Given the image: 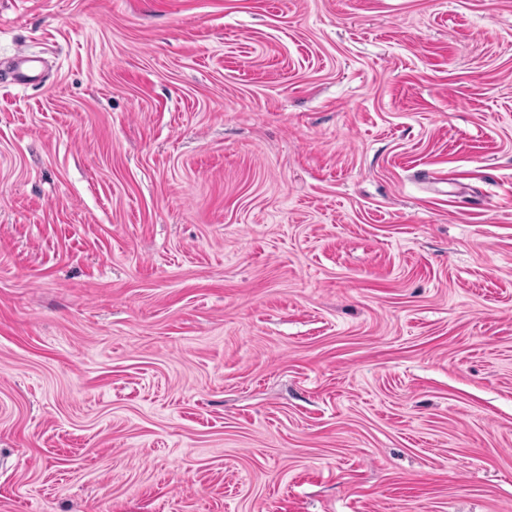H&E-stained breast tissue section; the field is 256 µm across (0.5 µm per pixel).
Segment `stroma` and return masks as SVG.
Returning <instances> with one entry per match:
<instances>
[{
    "mask_svg": "<svg viewBox=\"0 0 512 512\" xmlns=\"http://www.w3.org/2000/svg\"><path fill=\"white\" fill-rule=\"evenodd\" d=\"M0 512H512V0H0Z\"/></svg>",
    "mask_w": 512,
    "mask_h": 512,
    "instance_id": "obj_1",
    "label": "stroma"
}]
</instances>
